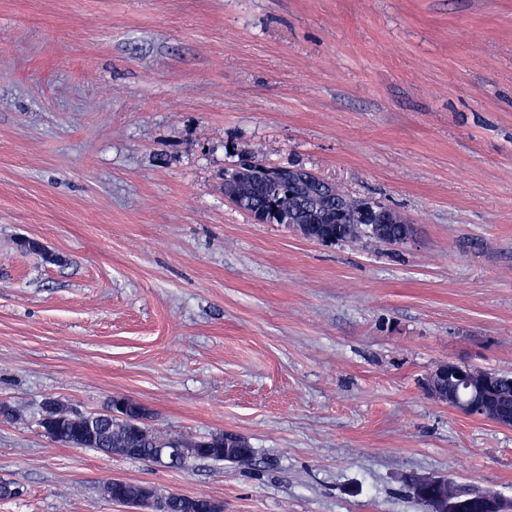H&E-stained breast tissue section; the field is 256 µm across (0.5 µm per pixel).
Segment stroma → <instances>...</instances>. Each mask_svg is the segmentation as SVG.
I'll return each instance as SVG.
<instances>
[{
	"label": "stroma",
	"mask_w": 512,
	"mask_h": 512,
	"mask_svg": "<svg viewBox=\"0 0 512 512\" xmlns=\"http://www.w3.org/2000/svg\"><path fill=\"white\" fill-rule=\"evenodd\" d=\"M246 155L415 235L257 223L224 196ZM448 360L512 374V0H0V512H124L113 478L224 512H421L410 475L512 500V429L423 390ZM116 395L253 457L43 434L45 399ZM224 436V454L223 455H210L206 448H213V445H208L200 442L208 439H196L193 437H171L174 440H177L182 443V445L187 448H183L182 445L177 442H168V446L164 448H160L159 451L153 457L152 463L161 466L170 468L173 463H178L179 461L193 456V452L189 448H203L201 453L196 454V461L198 460H212V461H225V462H233L232 460L225 459L224 457L235 458L238 460H244L247 457V448H243V437L237 434L224 432V434L218 436ZM199 445V446H198Z\"/></svg>",
	"instance_id": "1"
}]
</instances>
